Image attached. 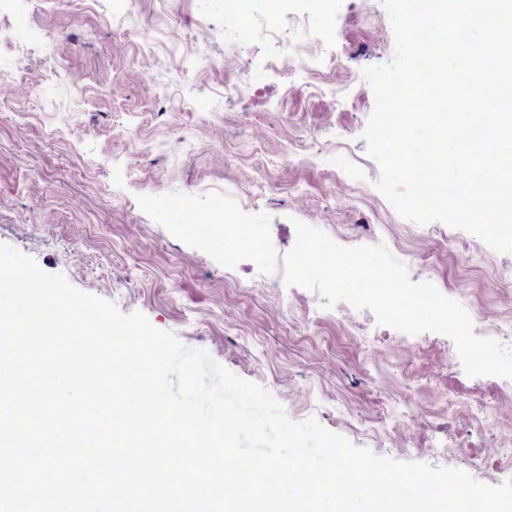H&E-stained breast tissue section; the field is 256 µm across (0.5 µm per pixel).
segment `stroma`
I'll list each match as a JSON object with an SVG mask.
<instances>
[{
	"instance_id": "obj_1",
	"label": "stroma",
	"mask_w": 512,
	"mask_h": 512,
	"mask_svg": "<svg viewBox=\"0 0 512 512\" xmlns=\"http://www.w3.org/2000/svg\"><path fill=\"white\" fill-rule=\"evenodd\" d=\"M281 41L224 0H6L0 7V242L79 291L143 313L290 420L375 455L512 482V391L468 376L451 337L409 335L274 279L296 222L352 247L385 242L512 350V253L401 217L361 135L362 70L394 57L383 0H288ZM52 31L49 39L41 31ZM307 71L286 76L282 51ZM262 225L224 254L214 201Z\"/></svg>"
}]
</instances>
